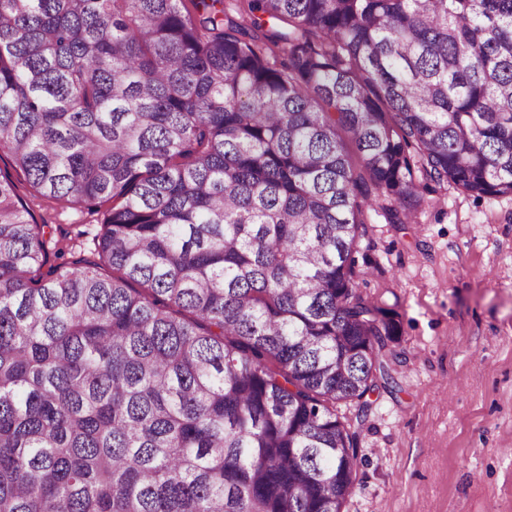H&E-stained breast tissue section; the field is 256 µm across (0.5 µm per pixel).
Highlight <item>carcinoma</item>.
I'll return each mask as SVG.
<instances>
[{
  "instance_id": "1",
  "label": "carcinoma",
  "mask_w": 512,
  "mask_h": 512,
  "mask_svg": "<svg viewBox=\"0 0 512 512\" xmlns=\"http://www.w3.org/2000/svg\"><path fill=\"white\" fill-rule=\"evenodd\" d=\"M0 512H343L398 324L377 201L512 196V0H0ZM0 169L12 172L18 194L32 207L34 216L40 224H43L44 220L50 225L45 230L52 239L62 240L65 235L70 238L78 231H85L87 248L92 247L91 239L100 229L101 213L91 214L84 209L63 207L54 201L33 200L25 177L13 170L12 158L6 149L0 150Z\"/></svg>"
}]
</instances>
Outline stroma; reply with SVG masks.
I'll list each match as a JSON object with an SVG mask.
<instances>
[{"label":"stroma","instance_id":"35a3bbf8","mask_svg":"<svg viewBox=\"0 0 512 512\" xmlns=\"http://www.w3.org/2000/svg\"><path fill=\"white\" fill-rule=\"evenodd\" d=\"M14 180L52 239L99 231ZM356 259L402 359L396 390L371 396L345 512H512V196L431 185L414 223L369 212Z\"/></svg>","mask_w":512,"mask_h":512}]
</instances>
